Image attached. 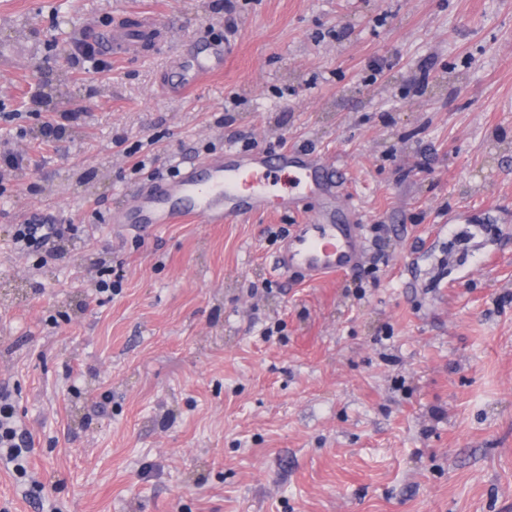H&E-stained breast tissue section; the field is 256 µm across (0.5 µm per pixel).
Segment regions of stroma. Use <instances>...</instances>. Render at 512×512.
Masks as SVG:
<instances>
[{
	"label": "stroma",
	"mask_w": 512,
	"mask_h": 512,
	"mask_svg": "<svg viewBox=\"0 0 512 512\" xmlns=\"http://www.w3.org/2000/svg\"><path fill=\"white\" fill-rule=\"evenodd\" d=\"M211 5L0 0V392L30 443L0 512H512V0ZM119 12L234 53L170 98L167 54L51 50ZM247 144L341 168L354 273L275 272L314 196L113 233L155 169ZM32 223L68 226L59 256L15 248Z\"/></svg>",
	"instance_id": "stroma-1"
}]
</instances>
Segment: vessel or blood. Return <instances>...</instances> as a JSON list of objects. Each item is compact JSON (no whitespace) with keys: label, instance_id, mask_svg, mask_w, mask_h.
I'll list each match as a JSON object with an SVG mask.
<instances>
[{"label":"vessel or blood","instance_id":"1","mask_svg":"<svg viewBox=\"0 0 512 512\" xmlns=\"http://www.w3.org/2000/svg\"><path fill=\"white\" fill-rule=\"evenodd\" d=\"M166 42L167 31L159 19L132 21L122 13L115 14L111 30L100 35L101 45L116 56L147 48L157 50ZM233 52L230 44L207 53L176 51L166 92L173 97L184 94L204 74L222 70ZM294 171L306 175V189L320 197L321 205L283 241L274 261L275 271L299 272L311 280L349 274L362 261L366 245L358 225L345 223L336 209L341 184L330 162L292 148L270 155L227 147L223 156L194 163L180 176L123 202L112 213V229L119 234L145 232L162 224L179 223L188 216L202 217L208 224H224L254 212L285 211L297 207L296 195L276 193L272 187Z\"/></svg>","mask_w":512,"mask_h":512}]
</instances>
